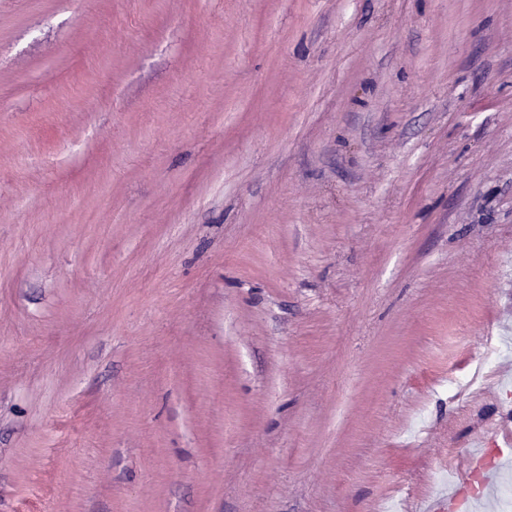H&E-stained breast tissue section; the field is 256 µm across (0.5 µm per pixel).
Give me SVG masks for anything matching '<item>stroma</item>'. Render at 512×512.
<instances>
[{
    "label": "stroma",
    "mask_w": 512,
    "mask_h": 512,
    "mask_svg": "<svg viewBox=\"0 0 512 512\" xmlns=\"http://www.w3.org/2000/svg\"><path fill=\"white\" fill-rule=\"evenodd\" d=\"M509 422L512 0H0V512H435Z\"/></svg>",
    "instance_id": "35a3bbf8"
}]
</instances>
